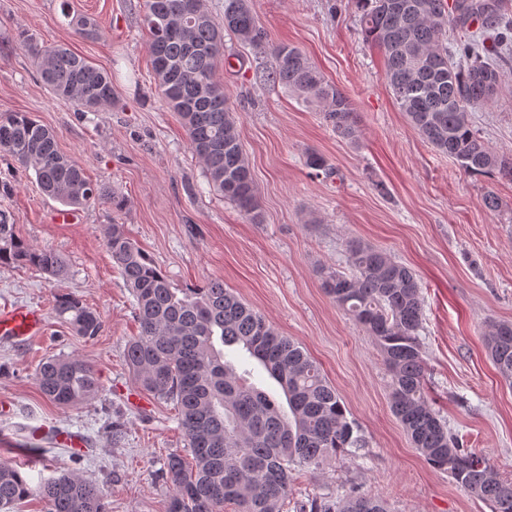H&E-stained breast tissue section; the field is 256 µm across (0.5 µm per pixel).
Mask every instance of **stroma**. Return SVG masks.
Listing matches in <instances>:
<instances>
[{
	"label": "stroma",
	"mask_w": 512,
	"mask_h": 512,
	"mask_svg": "<svg viewBox=\"0 0 512 512\" xmlns=\"http://www.w3.org/2000/svg\"><path fill=\"white\" fill-rule=\"evenodd\" d=\"M144 0H0V112H28L52 129L62 152L125 206L96 203L59 224L61 205L40 191L33 170L0 152V212L15 234L59 253L61 280L29 266L0 268V308L40 307L46 331L27 343L0 341V463L20 467L31 486L61 474L100 491L106 512H167L162 478L169 455L185 454L170 401L137 388L125 358L139 332L135 300L112 262V224L174 287L219 279L284 336L298 342L342 398L365 445L296 468L283 512L355 489L389 512H491L432 467L390 409L388 370L375 340L321 288V268L347 270L346 243L385 250L417 274L424 298L419 338L434 409L463 447L512 479V385L490 359L489 322H512V178L469 175L408 122L385 80L384 59L363 42L353 0H251L270 44L299 48L351 100L356 139L343 138L307 103L267 80L268 47L224 38L217 79L239 117L237 133L259 202L258 218L210 190L186 131L161 96L142 23ZM96 20L100 36H79L70 20ZM61 45L106 71L115 103L79 111L40 79L23 36ZM499 154L512 157V61L496 100L469 115ZM314 150L333 178L305 165ZM494 194L499 208L486 210ZM70 293L103 321L84 339L55 316L54 296ZM51 356L90 364L99 391L61 409L40 392L35 373ZM79 431L81 454L54 444L55 431Z\"/></svg>",
	"instance_id": "1"
}]
</instances>
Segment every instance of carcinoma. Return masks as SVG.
I'll return each instance as SVG.
<instances>
[{"mask_svg": "<svg viewBox=\"0 0 512 512\" xmlns=\"http://www.w3.org/2000/svg\"><path fill=\"white\" fill-rule=\"evenodd\" d=\"M364 41L380 49L386 80L409 123L438 152L470 174L512 177V159L501 156L474 130L468 113L490 105L501 82L499 60L512 52V18L499 0H355ZM186 18L176 25L175 17ZM86 39L100 36L88 16L73 19ZM479 25L481 35L447 42L448 29ZM143 25L155 79L179 115L189 148L204 165L208 185L246 214L257 209L249 166L216 67L223 32L259 47L268 45L251 0H224V22L204 0H144ZM23 44L41 58L39 72L53 95L90 112L114 103L112 80L62 46ZM276 65L269 78L305 101L324 104L323 118L342 137H355L357 116L349 98L297 48L271 46ZM0 152L33 169L40 190L66 207L99 201L120 210L123 199L87 178L61 153L55 133L26 112H0ZM317 176L335 168L317 152L305 157ZM106 249L135 298L139 334L125 357L138 386L175 403L177 420L194 465L182 456L166 459L172 488L167 512H283L292 470H317L330 457L362 447L335 388L299 343L280 335L241 298L212 280L202 288L171 286L124 225L109 229ZM350 272L327 269L321 287L380 347L391 377V409L415 448L433 467L492 512H512V480H503L480 454L459 446L431 407L427 366L418 331L424 303L415 272L360 240L346 244ZM32 266L60 279L64 259L53 249L15 235L0 217V268ZM57 317L76 335L94 338L100 316L70 294L55 297ZM489 356L512 383V323L491 325ZM281 388L286 404L251 382L249 360ZM40 391L62 409L93 398L99 384L91 366L77 357H49L35 374ZM32 494L22 472L0 464V512ZM47 512H104L97 488L72 475L44 481L38 489ZM299 512H387L385 503L356 493L312 502Z\"/></svg>", "mask_w": 512, "mask_h": 512, "instance_id": "obj_1", "label": "carcinoma"}]
</instances>
